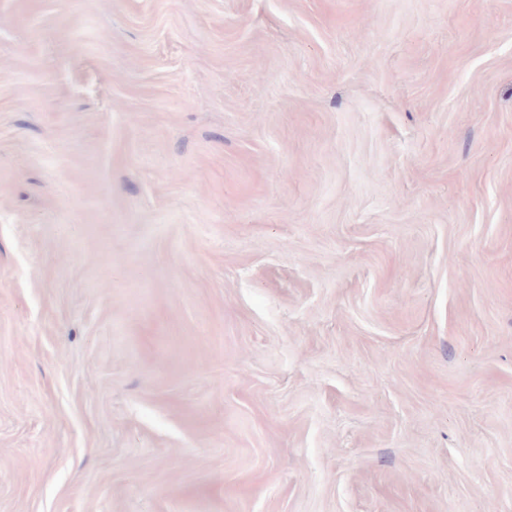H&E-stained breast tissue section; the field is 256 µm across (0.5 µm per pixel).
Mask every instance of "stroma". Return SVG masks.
Masks as SVG:
<instances>
[{"mask_svg":"<svg viewBox=\"0 0 512 512\" xmlns=\"http://www.w3.org/2000/svg\"><path fill=\"white\" fill-rule=\"evenodd\" d=\"M0 512H512V0H0Z\"/></svg>","mask_w":512,"mask_h":512,"instance_id":"35a3bbf8","label":"stroma"}]
</instances>
